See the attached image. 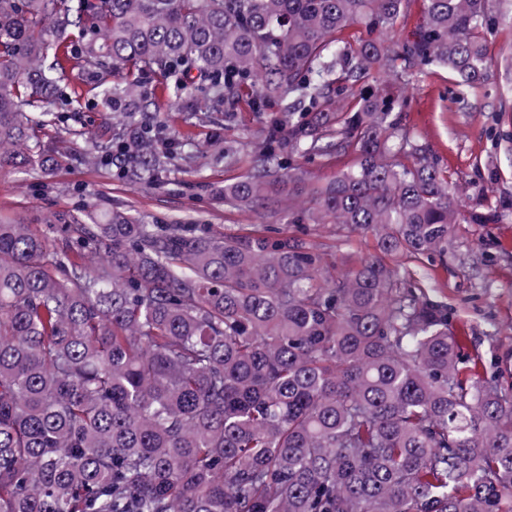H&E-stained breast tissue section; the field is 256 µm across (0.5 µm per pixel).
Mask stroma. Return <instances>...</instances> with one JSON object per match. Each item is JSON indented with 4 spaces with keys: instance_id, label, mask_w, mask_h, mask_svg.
I'll list each match as a JSON object with an SVG mask.
<instances>
[{
    "instance_id": "1",
    "label": "stroma",
    "mask_w": 512,
    "mask_h": 512,
    "mask_svg": "<svg viewBox=\"0 0 512 512\" xmlns=\"http://www.w3.org/2000/svg\"><path fill=\"white\" fill-rule=\"evenodd\" d=\"M490 57L487 80L471 95L469 108L456 101L457 87L447 69L431 67L399 90V119L431 150L439 167L456 185L462 207L501 215L494 224H460L445 260H425L412 268L425 277L431 298L447 303L450 329L467 362L496 375L512 387V0H500L496 24L486 35ZM156 105L164 123L165 145L192 151L158 175L154 185L134 184L120 165L93 166L72 155L49 172L0 171V214L47 230L62 213L87 204L99 210H130L147 224H211L226 235L253 226L284 224L288 183L254 210H241L218 200L224 185L244 176L247 162L225 166L218 152L226 141L245 142L248 132L279 123L278 103L252 112L225 95L218 111H209L205 91L192 106L171 101L157 91ZM208 117H200V110ZM235 113L226 123L225 113ZM76 128L92 139L112 131V115L84 105L62 113L57 126L39 129L40 141L56 140L60 128Z\"/></svg>"
}]
</instances>
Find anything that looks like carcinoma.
<instances>
[{
  "instance_id": "obj_1",
  "label": "carcinoma",
  "mask_w": 512,
  "mask_h": 512,
  "mask_svg": "<svg viewBox=\"0 0 512 512\" xmlns=\"http://www.w3.org/2000/svg\"><path fill=\"white\" fill-rule=\"evenodd\" d=\"M0 0V170L63 158L36 129L51 98L112 108L87 149L150 185L189 156L162 143L150 74L175 100L206 83L284 123L250 133L253 209L293 157L340 166L286 229L226 236L86 210L61 241L0 217V512H512V393L460 367L448 305L388 258L448 254V175L382 88L441 64L458 99L487 76L493 0ZM363 30L355 45L343 34ZM356 101L330 113L333 93ZM372 238L340 268L308 239ZM424 19L423 0H412L405 18H402L388 38L392 42L403 43L412 38Z\"/></svg>"
}]
</instances>
